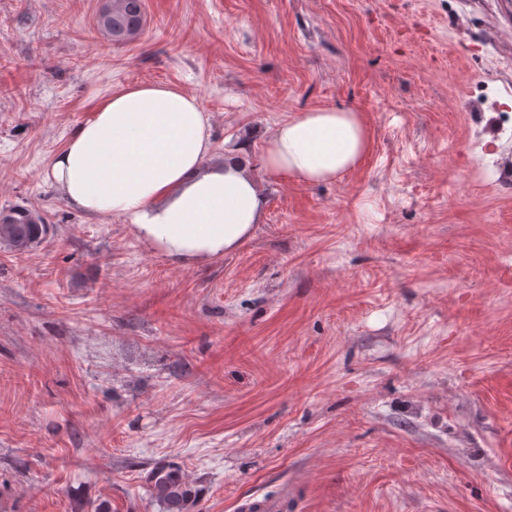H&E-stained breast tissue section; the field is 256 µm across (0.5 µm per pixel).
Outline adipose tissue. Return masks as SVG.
<instances>
[{
    "label": "adipose tissue",
    "instance_id": "obj_1",
    "mask_svg": "<svg viewBox=\"0 0 512 512\" xmlns=\"http://www.w3.org/2000/svg\"><path fill=\"white\" fill-rule=\"evenodd\" d=\"M370 145L361 113L315 109L271 129L261 165L275 180L330 182L358 168ZM48 179L72 208L123 216L142 241L183 264L236 249L267 205L247 151L214 164L208 113L163 84L129 87L99 104L72 128Z\"/></svg>",
    "mask_w": 512,
    "mask_h": 512
}]
</instances>
